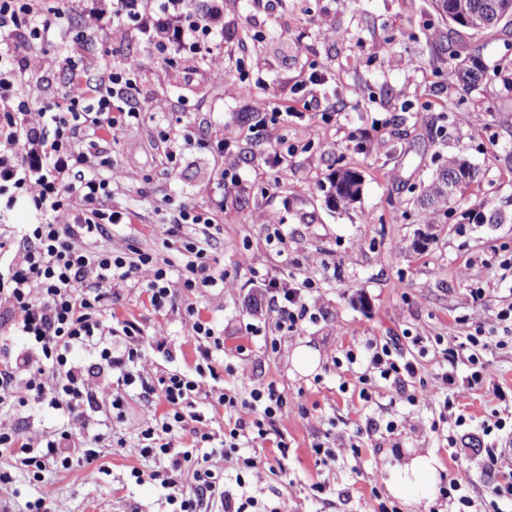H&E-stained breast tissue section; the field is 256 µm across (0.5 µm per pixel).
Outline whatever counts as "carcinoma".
Returning <instances> with one entry per match:
<instances>
[{
  "mask_svg": "<svg viewBox=\"0 0 512 512\" xmlns=\"http://www.w3.org/2000/svg\"><path fill=\"white\" fill-rule=\"evenodd\" d=\"M435 10L443 20L448 22L447 45L441 49L448 54V66L456 81L463 88H476L483 80L486 68L482 60L471 55L460 58L455 48L454 27H463L475 33L502 27L504 31L512 30V0H434ZM478 168L466 158L454 156L437 172L432 183L423 189L418 198L426 208L439 210L448 208L461 189L479 178ZM361 174L348 167H340L330 180L329 197L337 198L341 206L348 208L358 202L362 191Z\"/></svg>",
  "mask_w": 512,
  "mask_h": 512,
  "instance_id": "carcinoma-1",
  "label": "carcinoma"
}]
</instances>
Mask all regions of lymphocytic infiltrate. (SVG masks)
<instances>
[{
    "label": "lymphocytic infiltrate",
    "instance_id": "obj_1",
    "mask_svg": "<svg viewBox=\"0 0 512 512\" xmlns=\"http://www.w3.org/2000/svg\"><path fill=\"white\" fill-rule=\"evenodd\" d=\"M90 16L136 33L152 60L166 65L182 59L201 60L224 47V0H81ZM59 0H0V204L13 208L24 204L36 214L35 223L21 235L0 231V306L10 318V333L0 336V415L35 403L66 413L91 417L100 413L113 421L126 416L127 390L140 385L157 394L165 410L153 416L142 431L140 453L145 457L169 456L171 472L166 482L169 500L176 512H207L221 503L224 512H249L253 497L235 501L222 476L206 459L190 450L174 451L173 441L182 430L186 414L205 395L203 376L217 378L214 351L223 349L209 321L201 319L197 307H188L194 319L195 376L166 373L156 383L142 379L134 366L141 356L142 330L126 319L108 322V301L113 280H129L148 268L153 272L145 291L154 310L172 301L168 277L172 254H179L183 286L193 291L217 287L219 279L210 263V237L215 223L212 212L181 207L169 212L164 233L166 254L131 244L115 251L98 245L113 224H127L131 214L111 204L112 179L104 175L108 160L102 143L137 123L146 109L138 88L144 68L141 58L127 57L88 78L83 66L70 62L63 104L40 107V122L28 114L34 102L23 91V71L17 63L21 50L35 49L48 41L54 23L64 20ZM21 242V261H6L14 242ZM257 297L266 299L276 317L258 327L269 347H276V334L316 321L307 299L313 278L265 275L256 281ZM21 337L26 351H16L13 337ZM489 346L482 331L458 337L448 347V370L428 387L429 398H441L451 408L449 393L459 378L458 363H466L468 386L485 385L487 378L481 353ZM39 359H31L30 349ZM92 349L96 359L90 366L74 362L77 349ZM348 363H364L359 377L360 396L370 400L368 390L379 380L407 393L418 376L416 363L393 353L388 345L369 343L363 354L347 352ZM115 373L108 389L92 387L100 374ZM212 410H223L230 426L224 432V458L237 470L256 467L253 457L239 456L241 445L264 444L288 410V401L275 383H258L242 377L224 392L214 395ZM467 419L457 415L462 437H449V447L468 440L479 448L487 468H495L502 448L512 440V421L497 416L466 430ZM26 467L35 481H43L49 467L62 469L78 464L96 477L97 453L88 444L69 442L67 434L47 439L39 447L25 441L16 430L0 429V456ZM191 473L195 490L187 494L179 484L183 473Z\"/></svg>",
    "mask_w": 512,
    "mask_h": 512
}]
</instances>
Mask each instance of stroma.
<instances>
[{"instance_id":"stroma-1","label":"stroma","mask_w":512,"mask_h":512,"mask_svg":"<svg viewBox=\"0 0 512 512\" xmlns=\"http://www.w3.org/2000/svg\"><path fill=\"white\" fill-rule=\"evenodd\" d=\"M224 19L238 36L200 64L170 68L148 60L134 33L109 26L82 50L92 74L127 54L146 60L138 82L147 110L108 147L118 188L112 203L132 214L131 223L111 228L109 246L164 251L161 209L167 204L214 211L217 223L210 255L224 274L221 287L190 292L171 276L173 302L158 312L144 291L151 271L113 281V311L135 320L145 337L137 371L150 379L170 371L194 374L193 319L186 312L192 304L224 338L223 349L213 354L220 375L215 389L244 375L275 382L288 396V414L277 424L288 445L282 471L270 470L278 453L271 440L253 449L259 463L237 485L239 474L215 446L224 422L204 400L196 419L186 420L177 446L195 445L196 455L225 472L227 489L279 512H382L393 506L398 512H459L458 502L439 494L459 473L469 483V512H512V501L490 495L497 477L484 472L477 450L449 447L446 438L456 428L441 421L440 402L411 404L382 383L364 401L360 366L344 363L347 350L386 342L414 357L430 383L447 366L449 341L479 326L490 342L483 354L489 375L504 395L461 385L451 393L453 410L478 423L512 400V347H497L507 331L495 318L512 303V282L496 269L497 258L512 255V88L505 82L512 72V36L449 31L431 0H279L269 16L255 13L251 0H225ZM253 19L262 39L246 33ZM447 31L461 55L479 52L487 76L478 88L464 89L452 76L438 45ZM19 62L38 100L62 101L67 76L55 45L21 53ZM321 68L330 73L320 88L322 109L282 127H260L275 102ZM170 125L189 127L199 140L223 127L232 146L221 156L186 151L180 180H171L156 148L158 131ZM280 137L296 151L274 172L263 157ZM458 155L480 171L463 200L446 213L414 205V192ZM345 166L363 178L359 202L346 209L327 199L330 174ZM226 168L236 169L242 183L224 201L217 185ZM275 224L287 237V251L269 242ZM296 260L317 283L309 303L320 316L279 335L273 350L249 329L254 274H282ZM478 286L485 295L476 306L468 293ZM413 336L424 337L426 352H415ZM303 343L320 357L308 375L290 371L291 354ZM157 406L155 394L137 389L117 424L106 420L88 428L40 405L0 417V425L35 445L63 431L81 440L102 435L97 463L104 468L94 480L77 466L52 469L39 484L13 470L12 483L0 487V512H27L28 502L42 494L52 512H172L167 489L152 477L168 460L139 451L140 432ZM202 433L212 434L214 443H195ZM318 442L333 448L334 460L316 458L312 446ZM427 452L438 466L424 493L391 494L389 469ZM135 469L141 478L132 477Z\"/></svg>"}]
</instances>
